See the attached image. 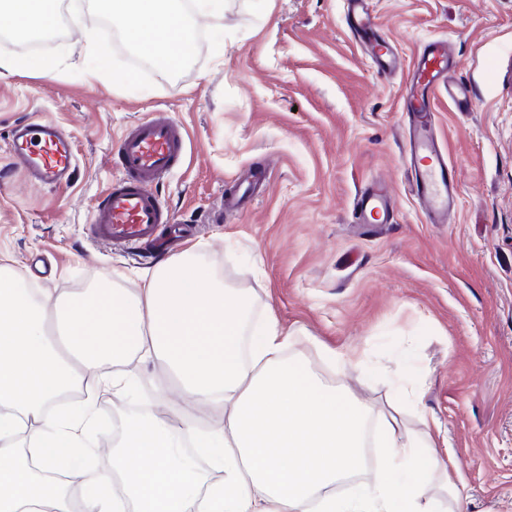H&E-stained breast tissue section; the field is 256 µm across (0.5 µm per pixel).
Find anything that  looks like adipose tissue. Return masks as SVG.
I'll use <instances>...</instances> for the list:
<instances>
[{
    "label": "adipose tissue",
    "instance_id": "ef3b65f1",
    "mask_svg": "<svg viewBox=\"0 0 512 512\" xmlns=\"http://www.w3.org/2000/svg\"><path fill=\"white\" fill-rule=\"evenodd\" d=\"M249 310L246 293L185 256L134 292L67 298L30 297L0 265V512H445L452 454L394 412L379 418L373 479L337 494L364 467L371 410L289 357L293 334L274 315L254 322ZM149 360L183 400L221 417H127L102 471L96 396L132 395ZM79 390L85 399L61 409Z\"/></svg>",
    "mask_w": 512,
    "mask_h": 512
}]
</instances>
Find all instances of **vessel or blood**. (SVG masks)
Returning <instances> with one entry per match:
<instances>
[{"instance_id": "b4317fda", "label": "vessel or blood", "mask_w": 512, "mask_h": 512, "mask_svg": "<svg viewBox=\"0 0 512 512\" xmlns=\"http://www.w3.org/2000/svg\"><path fill=\"white\" fill-rule=\"evenodd\" d=\"M347 14L353 21L355 37L361 39L374 31L366 0H347ZM450 72L447 40L432 41L416 55L407 89V163L416 175L410 192L423 204L426 220L431 224L447 223L459 199L452 165L434 136L433 103L437 93L444 90L457 104L468 108L473 105L470 95L453 82ZM10 146L13 165L26 174L33 186L57 187L72 181L73 148L54 121L16 124L10 132ZM116 153L122 176L99 197L93 209L91 232L111 244L159 243L162 226L171 223L173 217L152 186L184 163L187 132L168 113L154 112L127 129ZM355 210L360 223L388 224L393 219L394 203L385 188L372 181L360 192Z\"/></svg>"}]
</instances>
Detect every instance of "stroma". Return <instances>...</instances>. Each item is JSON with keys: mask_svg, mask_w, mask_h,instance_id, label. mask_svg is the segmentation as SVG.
<instances>
[{"mask_svg": "<svg viewBox=\"0 0 512 512\" xmlns=\"http://www.w3.org/2000/svg\"><path fill=\"white\" fill-rule=\"evenodd\" d=\"M379 28L411 63L425 43L452 41L451 76L478 101L464 112L440 92L435 134L460 188L454 223L429 224L409 194L405 73L377 68L345 21V0H225L218 50L200 43L176 78L125 90L87 70L81 30L61 39L70 73L0 75V258L23 285L68 297L92 281L133 289L169 255H190L245 290L253 315L294 333L291 355L347 384L377 411L400 369L421 396L405 428L440 427L461 474L463 512H512V0H371ZM164 110L189 131L187 163L154 186L177 225L175 252L149 257L89 231L96 197L120 172L112 154L137 120ZM49 116L75 145L70 185L35 188L11 168L7 134ZM261 187L238 209L221 197L249 176ZM372 181L395 200L390 224L359 223ZM357 353L358 371L319 347ZM141 395L156 413L210 423L215 410L167 399V370L146 363Z\"/></svg>", "mask_w": 512, "mask_h": 512, "instance_id": "obj_1", "label": "stroma"}]
</instances>
